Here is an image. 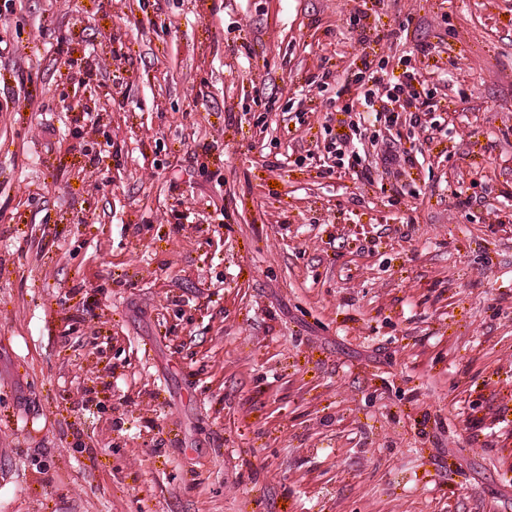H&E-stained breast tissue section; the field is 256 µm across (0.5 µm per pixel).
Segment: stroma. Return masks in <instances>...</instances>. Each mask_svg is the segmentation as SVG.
<instances>
[{"label": "stroma", "mask_w": 512, "mask_h": 512, "mask_svg": "<svg viewBox=\"0 0 512 512\" xmlns=\"http://www.w3.org/2000/svg\"><path fill=\"white\" fill-rule=\"evenodd\" d=\"M0 512H512V0H0ZM392 90L395 92L389 91L377 97V100L381 102V110L377 112L389 113L392 116L397 112V107L404 112H409L408 110L414 107L415 111H410L413 112L411 116L416 122L420 123L422 118L421 114L425 116L429 112H436L438 110L436 102L428 98L421 100V95L409 83L405 84V86L402 84L394 85Z\"/></svg>", "instance_id": "1"}]
</instances>
